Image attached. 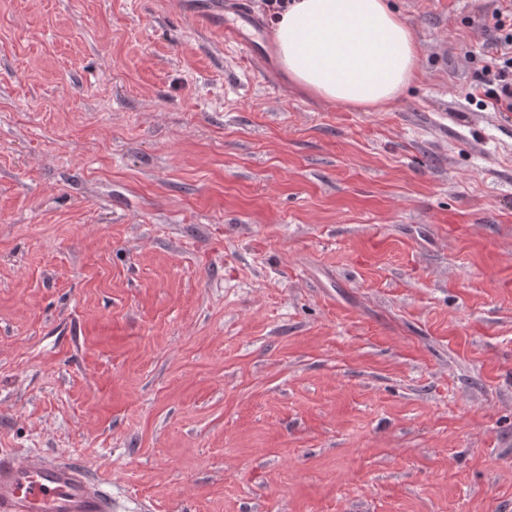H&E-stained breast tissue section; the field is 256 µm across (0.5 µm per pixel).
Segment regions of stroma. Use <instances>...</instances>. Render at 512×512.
<instances>
[{
  "label": "stroma",
  "instance_id": "stroma-1",
  "mask_svg": "<svg viewBox=\"0 0 512 512\" xmlns=\"http://www.w3.org/2000/svg\"><path fill=\"white\" fill-rule=\"evenodd\" d=\"M192 0H0V449L114 512H512V0H390L386 112ZM485 96L498 109L512 112V53L503 52L490 65L475 72Z\"/></svg>",
  "mask_w": 512,
  "mask_h": 512
}]
</instances>
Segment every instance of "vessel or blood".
Here are the masks:
<instances>
[{
	"mask_svg": "<svg viewBox=\"0 0 512 512\" xmlns=\"http://www.w3.org/2000/svg\"><path fill=\"white\" fill-rule=\"evenodd\" d=\"M0 512H112V495L73 459L1 451Z\"/></svg>",
	"mask_w": 512,
	"mask_h": 512,
	"instance_id": "vessel-or-blood-1",
	"label": "vessel or blood"
}]
</instances>
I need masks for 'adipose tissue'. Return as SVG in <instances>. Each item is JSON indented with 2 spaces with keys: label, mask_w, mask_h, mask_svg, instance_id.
Wrapping results in <instances>:
<instances>
[{
  "label": "adipose tissue",
  "mask_w": 512,
  "mask_h": 512,
  "mask_svg": "<svg viewBox=\"0 0 512 512\" xmlns=\"http://www.w3.org/2000/svg\"><path fill=\"white\" fill-rule=\"evenodd\" d=\"M272 26L281 70L329 102L382 110L418 73L417 43L386 0H289Z\"/></svg>",
  "instance_id": "obj_1"
}]
</instances>
